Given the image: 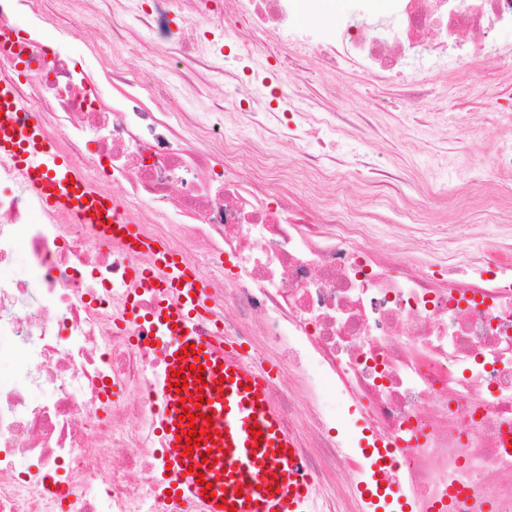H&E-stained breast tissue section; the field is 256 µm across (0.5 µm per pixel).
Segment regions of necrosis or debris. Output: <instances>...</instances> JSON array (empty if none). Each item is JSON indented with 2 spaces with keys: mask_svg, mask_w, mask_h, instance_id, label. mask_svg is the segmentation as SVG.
Returning <instances> with one entry per match:
<instances>
[{
  "mask_svg": "<svg viewBox=\"0 0 512 512\" xmlns=\"http://www.w3.org/2000/svg\"><path fill=\"white\" fill-rule=\"evenodd\" d=\"M100 35L120 54L155 68L135 34L160 33L178 65L144 84L121 63L99 75L76 65L64 44L20 34L28 12L52 18L43 0H0V79L13 80L32 116L125 220L149 211L139 233L176 252L207 283V332L232 336L247 357L274 363L270 392L287 425L305 419L317 477V512H348L328 485L343 477L379 501L403 498L411 512H512V212L492 249L463 250L431 224L369 245L374 224L337 209L323 188L338 160L329 113L287 123L247 87L258 72H223V25L208 37H176L167 22L199 25L200 0H96ZM238 31L287 21L305 8L326 64L354 52L365 67L401 73L409 55L444 52L449 40L487 51L493 28L512 23V0H359L358 17L329 19L323 0H231ZM400 19L395 34L383 16ZM242 88L251 130L276 127L296 159L318 173L309 193L273 175L265 151H241L217 112H180L177 90L215 75ZM120 82L110 93L108 82ZM25 253L27 272L13 265ZM150 254L100 240L92 227L43 208L19 170L0 158V512H178L165 494L152 430L151 378L158 355L129 311L156 296L128 276ZM37 290H30V283ZM265 343L253 345V330ZM277 358H270L268 348ZM301 372V401L280 375ZM358 416L364 446L332 432Z\"/></svg>",
  "mask_w": 512,
  "mask_h": 512,
  "instance_id": "1",
  "label": "necrosis or debris"
}]
</instances>
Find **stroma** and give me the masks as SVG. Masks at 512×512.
I'll return each instance as SVG.
<instances>
[{
    "mask_svg": "<svg viewBox=\"0 0 512 512\" xmlns=\"http://www.w3.org/2000/svg\"><path fill=\"white\" fill-rule=\"evenodd\" d=\"M492 38L497 63L483 61L464 45L448 65H420L423 96L415 109L407 103L413 87L348 61L329 75L312 54L306 56L301 70L277 72L270 83L254 85L252 93L268 100L284 93V107L292 113L331 110L350 115V122L336 126V155L344 161L336 174L351 181L353 188L337 196L336 205L359 216L383 214L387 224L376 238L377 245L389 243L402 225L436 223V216L419 205L426 187L435 182L448 184L455 195L451 234L465 244L473 225L497 219L495 206L478 204L481 189L512 199V185L498 181L493 168L498 144L512 139V123L507 120L512 114V25L496 29ZM364 120L375 134L359 143L352 133ZM357 152L398 171L397 194L375 193L370 171L353 158ZM473 165L484 169V186L468 183L465 170Z\"/></svg>",
    "mask_w": 512,
    "mask_h": 512,
    "instance_id": "35a3bbf8",
    "label": "stroma"
}]
</instances>
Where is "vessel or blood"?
<instances>
[{"label":"vessel or blood","mask_w":512,"mask_h":512,"mask_svg":"<svg viewBox=\"0 0 512 512\" xmlns=\"http://www.w3.org/2000/svg\"><path fill=\"white\" fill-rule=\"evenodd\" d=\"M28 104L12 81L0 80V157L21 169L44 205L91 225L100 239L128 235L127 248L152 250L158 274L133 267L134 280L148 282L161 300L147 328L160 343L162 361L153 376L158 403L153 426L166 450L169 487L184 512H316V484L296 436L288 431L269 393L265 372L230 349L226 338L206 336L198 319L206 308L205 285L164 247L150 245L93 190L82 171L63 156L41 125L19 122ZM194 354L182 358L185 344ZM204 366L196 374V366ZM185 370L188 386L176 390L173 373ZM201 399L213 423L212 439L199 455L185 456L177 423L182 403ZM211 483L205 498L198 478Z\"/></svg>","instance_id":"b4317fda"}]
</instances>
